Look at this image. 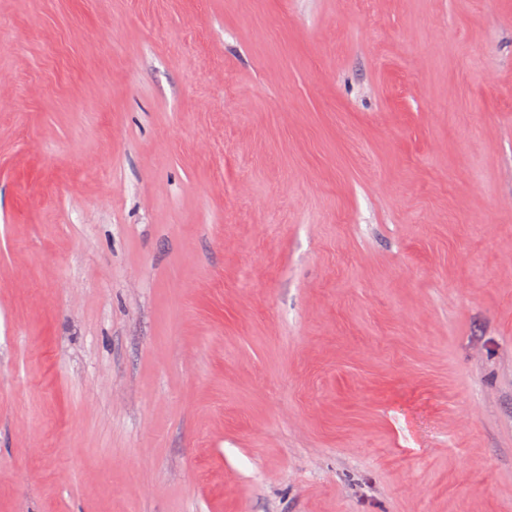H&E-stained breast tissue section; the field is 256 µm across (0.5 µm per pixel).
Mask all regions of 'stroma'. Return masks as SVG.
<instances>
[{
	"mask_svg": "<svg viewBox=\"0 0 512 512\" xmlns=\"http://www.w3.org/2000/svg\"><path fill=\"white\" fill-rule=\"evenodd\" d=\"M0 512H512V0H0Z\"/></svg>",
	"mask_w": 512,
	"mask_h": 512,
	"instance_id": "obj_1",
	"label": "stroma"
}]
</instances>
